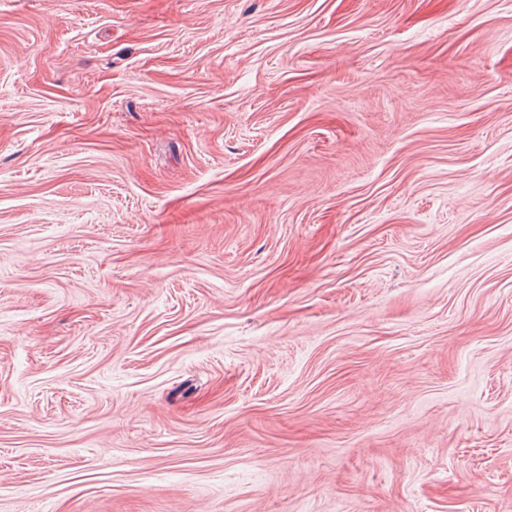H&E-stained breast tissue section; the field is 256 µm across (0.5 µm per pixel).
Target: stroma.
Listing matches in <instances>:
<instances>
[{"instance_id": "35a3bbf8", "label": "stroma", "mask_w": 512, "mask_h": 512, "mask_svg": "<svg viewBox=\"0 0 512 512\" xmlns=\"http://www.w3.org/2000/svg\"><path fill=\"white\" fill-rule=\"evenodd\" d=\"M0 512H512V0H0Z\"/></svg>"}]
</instances>
